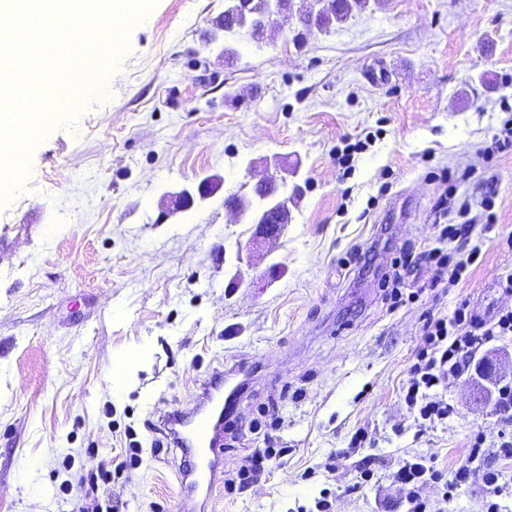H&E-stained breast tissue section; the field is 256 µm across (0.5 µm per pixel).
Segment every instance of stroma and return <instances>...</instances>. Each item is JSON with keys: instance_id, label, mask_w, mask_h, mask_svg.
Returning a JSON list of instances; mask_svg holds the SVG:
<instances>
[{"instance_id": "stroma-1", "label": "stroma", "mask_w": 512, "mask_h": 512, "mask_svg": "<svg viewBox=\"0 0 512 512\" xmlns=\"http://www.w3.org/2000/svg\"><path fill=\"white\" fill-rule=\"evenodd\" d=\"M224 0H155L129 33L120 80L61 113L30 149L29 177L0 206V512H76L89 474L112 512H182L180 449L154 428L194 401L216 367L248 360L242 422L224 449L214 512H409L393 474L423 458L451 472L471 437H512V418L467 376L435 392L452 411L420 419L404 400L426 312L467 301L512 312V154L496 158L489 231L440 243L433 174H483L512 102V0H369L331 32L272 27L223 40ZM355 146L344 158L346 146ZM288 184L289 221L269 241L224 210L267 174ZM223 185L197 195L206 178ZM194 192L168 213L167 196ZM481 254L455 285L412 286L392 307L381 278L400 248ZM371 254L362 269L353 249ZM143 358L125 383L112 369ZM138 463H129L131 449ZM256 448L260 477L228 489ZM124 472H116L118 463ZM432 512H512V457Z\"/></svg>"}]
</instances>
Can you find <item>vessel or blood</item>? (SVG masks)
I'll use <instances>...</instances> for the list:
<instances>
[{
  "label": "vessel or blood",
  "instance_id": "vessel-or-blood-1",
  "mask_svg": "<svg viewBox=\"0 0 512 512\" xmlns=\"http://www.w3.org/2000/svg\"><path fill=\"white\" fill-rule=\"evenodd\" d=\"M241 368L213 370L190 407L162 416L156 429L182 451L180 486L185 512H208V492L224 454V428L243 397Z\"/></svg>",
  "mask_w": 512,
  "mask_h": 512
}]
</instances>
